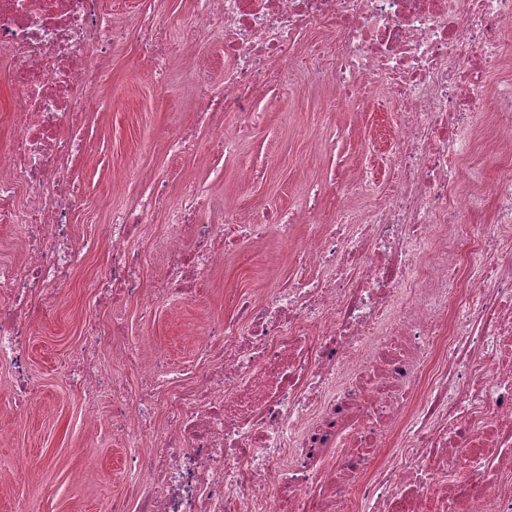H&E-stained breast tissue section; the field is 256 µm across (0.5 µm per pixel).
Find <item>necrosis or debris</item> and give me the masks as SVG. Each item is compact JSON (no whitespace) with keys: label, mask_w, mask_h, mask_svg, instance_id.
Wrapping results in <instances>:
<instances>
[{"label":"necrosis or debris","mask_w":512,"mask_h":512,"mask_svg":"<svg viewBox=\"0 0 512 512\" xmlns=\"http://www.w3.org/2000/svg\"><path fill=\"white\" fill-rule=\"evenodd\" d=\"M192 28L224 27L233 68L211 110L248 116L268 63L329 74L346 106L385 88L400 116L387 195L332 224L276 211L247 235L293 238L291 281L260 302L234 299L236 319L198 330V371L184 375L137 343L114 362L91 349L70 380L88 401L112 397V430L152 456L124 461L139 512H512V0H191ZM335 31L305 45L311 27ZM122 28L100 0H0V50L11 60L19 116L0 160V219L23 252L0 262V366L8 408L39 398L26 362L31 317L56 302L85 255L112 247L100 293L118 289L152 311L190 299L236 246L232 216L200 224L197 194L169 209L191 247L172 240L152 289L129 245L164 193L154 186L75 241L66 134L102 78L98 62ZM505 156L494 178L467 168L486 122ZM27 192L16 207L19 192ZM491 222H484L485 211ZM331 268V277L315 276ZM478 287L462 288L467 270Z\"/></svg>","instance_id":"necrosis-or-debris-1"}]
</instances>
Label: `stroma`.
Segmentation results:
<instances>
[{
  "label": "stroma",
  "instance_id": "obj_1",
  "mask_svg": "<svg viewBox=\"0 0 512 512\" xmlns=\"http://www.w3.org/2000/svg\"><path fill=\"white\" fill-rule=\"evenodd\" d=\"M104 9L130 26L154 16L179 50L169 58L168 79L160 86L139 41L113 40L101 62L108 82L90 92L88 110L75 128L92 156L71 172L79 189L75 238L111 223L113 212L127 208L149 180L165 183L173 201L185 188H196L204 201L199 219L205 223L221 222L229 210L240 223L255 224L267 210L301 206L309 181L322 187L316 210L325 224L335 219L338 199L360 213L384 195L400 119L385 89L353 112L329 100L323 82L284 70L255 100L237 149L216 155L204 145L203 100L224 89L229 61L223 39L193 32L190 0H104ZM176 130L198 141L199 149L168 152L164 138ZM247 165L257 171L248 181L242 178ZM364 167L373 177L368 189L359 190L355 180ZM175 235L163 210L132 241V248L149 255V273L159 271ZM290 250L289 242L272 233L242 241L197 286L192 300L160 303L145 316L132 299L94 307V284L107 277L110 266V248L102 246L74 274L50 314L31 325L28 366L41 398L21 419L0 408V460L19 467L18 474L0 475V512H15L24 498L39 499L42 512H99L104 501L125 491L123 462L129 450L112 437L111 399L88 406L68 380L70 353L85 340L86 318L105 324L123 320L130 339L156 347L173 364L191 367L198 358L188 329L230 316L225 302L230 291L257 302L264 289L285 282Z\"/></svg>",
  "mask_w": 512,
  "mask_h": 512
}]
</instances>
